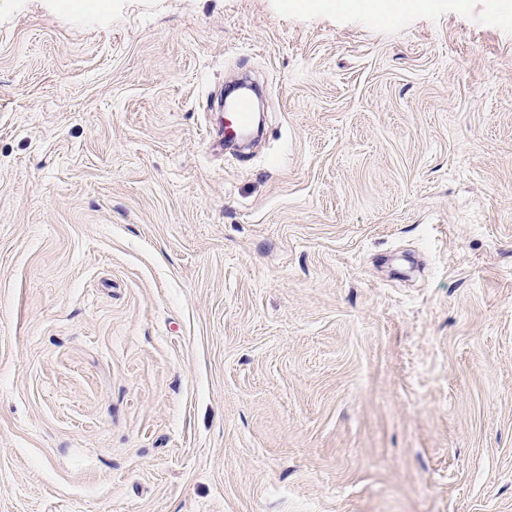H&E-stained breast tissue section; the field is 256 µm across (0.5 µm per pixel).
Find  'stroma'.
<instances>
[{
    "instance_id": "1",
    "label": "stroma",
    "mask_w": 512,
    "mask_h": 512,
    "mask_svg": "<svg viewBox=\"0 0 512 512\" xmlns=\"http://www.w3.org/2000/svg\"><path fill=\"white\" fill-rule=\"evenodd\" d=\"M429 2L0 0V512H512V0ZM424 0H417L410 3L406 0H393V1H380L371 0L364 1V7L361 9L363 12L372 16L377 23H386L391 20L394 11L399 8L403 9L407 6L421 8L427 6ZM249 101L246 98H240L233 106L232 111L227 113V124L225 132H231L237 135L250 120Z\"/></svg>"
}]
</instances>
